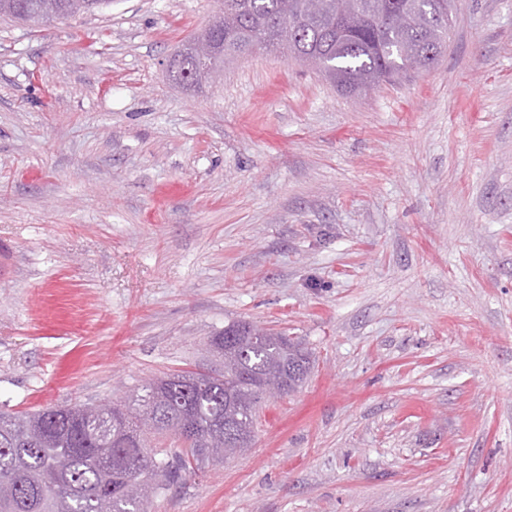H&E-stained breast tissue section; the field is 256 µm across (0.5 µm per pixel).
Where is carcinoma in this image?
<instances>
[{
	"mask_svg": "<svg viewBox=\"0 0 512 512\" xmlns=\"http://www.w3.org/2000/svg\"><path fill=\"white\" fill-rule=\"evenodd\" d=\"M90 11L109 0H0V16L33 27ZM353 0H224V52L219 70L255 45L295 60L315 57L318 72L347 93L392 82L419 69L429 52L439 57L454 25L450 0H360L371 22L359 32L342 29L339 9ZM169 78L192 76L195 59L179 46L168 61ZM224 357L212 376L171 374L149 382L142 394L110 405L106 445L88 436L74 405L24 415L0 413V512H145L150 495L181 483L195 466L248 447L265 394L300 388L312 353L283 333L233 321L211 337ZM177 437L181 447L161 457L148 452L146 430Z\"/></svg>",
	"mask_w": 512,
	"mask_h": 512,
	"instance_id": "carcinoma-1",
	"label": "carcinoma"
}]
</instances>
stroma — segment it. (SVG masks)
<instances>
[{
	"label": "stroma",
	"instance_id": "obj_1",
	"mask_svg": "<svg viewBox=\"0 0 512 512\" xmlns=\"http://www.w3.org/2000/svg\"><path fill=\"white\" fill-rule=\"evenodd\" d=\"M222 9L0 17V411L222 370L245 320L306 383L148 512H512V0L358 95L263 48L173 83ZM187 41L188 40L182 43L181 46L171 54L173 56L168 61L170 71V74H168L169 78L176 84L178 83L176 80L193 76L196 70L194 57L185 52V44Z\"/></svg>",
	"mask_w": 512,
	"mask_h": 512
}]
</instances>
